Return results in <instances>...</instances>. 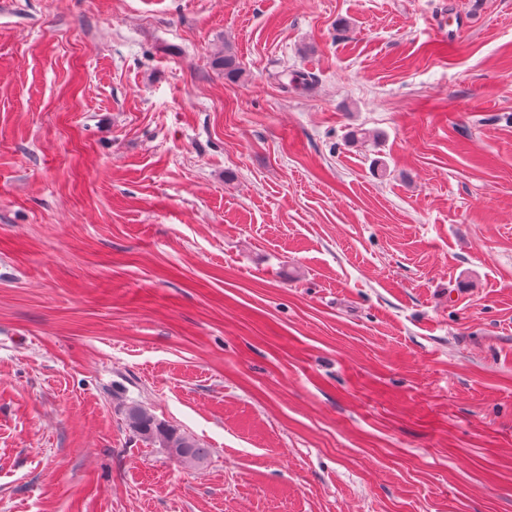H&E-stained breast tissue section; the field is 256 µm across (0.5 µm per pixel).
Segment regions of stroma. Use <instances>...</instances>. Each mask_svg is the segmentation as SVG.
I'll list each match as a JSON object with an SVG mask.
<instances>
[{
	"instance_id": "stroma-1",
	"label": "stroma",
	"mask_w": 512,
	"mask_h": 512,
	"mask_svg": "<svg viewBox=\"0 0 512 512\" xmlns=\"http://www.w3.org/2000/svg\"><path fill=\"white\" fill-rule=\"evenodd\" d=\"M11 2L0 512H512V0ZM213 66L224 72V77L229 80H237L242 75V69L235 54L229 50L217 52L213 58ZM126 423L130 431L146 441L166 448L170 456L185 466H200L208 458L209 448H202L193 438L157 421L152 413L139 405L128 408Z\"/></svg>"
}]
</instances>
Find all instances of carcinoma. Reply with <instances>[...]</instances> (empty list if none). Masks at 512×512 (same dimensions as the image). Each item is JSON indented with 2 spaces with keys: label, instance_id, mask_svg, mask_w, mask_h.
Masks as SVG:
<instances>
[{
  "label": "carcinoma",
  "instance_id": "cac0c4a2",
  "mask_svg": "<svg viewBox=\"0 0 512 512\" xmlns=\"http://www.w3.org/2000/svg\"><path fill=\"white\" fill-rule=\"evenodd\" d=\"M213 66L224 72V78L229 80H237L242 75V69L235 54L229 50L216 53ZM126 423L130 431L146 441L157 443L160 447L167 449L170 456L185 466H200L208 458L210 449L201 447L193 438L158 421L152 413L139 405L128 408Z\"/></svg>",
  "mask_w": 512,
  "mask_h": 512
}]
</instances>
